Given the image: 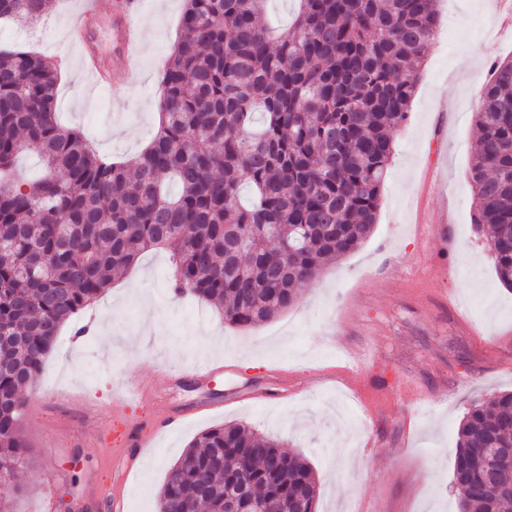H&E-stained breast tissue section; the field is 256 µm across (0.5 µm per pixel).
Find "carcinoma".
Listing matches in <instances>:
<instances>
[{
  "mask_svg": "<svg viewBox=\"0 0 512 512\" xmlns=\"http://www.w3.org/2000/svg\"><path fill=\"white\" fill-rule=\"evenodd\" d=\"M298 2L290 29L275 36L259 23L265 0H186L162 71L159 129L126 162L57 122V65L0 48V482L27 468L25 387L62 326L144 252L169 249L171 293L246 330L293 307L299 285L371 238L439 0ZM46 8L0 0V21ZM489 74L469 170L472 223L512 288V59ZM24 152L44 172L20 183L13 170ZM244 184L254 189L248 205ZM488 448H512L511 392L459 423L461 512H512V469L494 483ZM244 487L270 512H316L309 463L243 424L195 438L160 500L171 512H224Z\"/></svg>",
  "mask_w": 512,
  "mask_h": 512,
  "instance_id": "carcinoma-1",
  "label": "carcinoma"
}]
</instances>
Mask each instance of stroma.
I'll return each instance as SVG.
<instances>
[{
	"mask_svg": "<svg viewBox=\"0 0 512 512\" xmlns=\"http://www.w3.org/2000/svg\"><path fill=\"white\" fill-rule=\"evenodd\" d=\"M183 0H146L141 74L114 98L82 73L68 31L79 0H48L37 38L0 25L60 66L57 120L114 161L139 154L158 122L160 74L180 34ZM373 236L301 286L297 304L245 331L168 288L170 254L145 252L61 331L27 392L34 417L17 512H111L110 447L124 423L148 426L157 401L197 410L155 434L128 475L125 512H159L171 467L200 433L243 423L311 464L317 512H459L452 483L460 420L471 404L512 392V289L498 280L471 222L468 178L479 145L478 91L492 62L512 58V17L495 0H441ZM105 334L75 340L97 314ZM222 372L178 378L189 361ZM142 396L115 417L114 399ZM268 392L255 400L256 391Z\"/></svg>",
	"mask_w": 512,
	"mask_h": 512,
	"instance_id": "1",
	"label": "stroma"
}]
</instances>
